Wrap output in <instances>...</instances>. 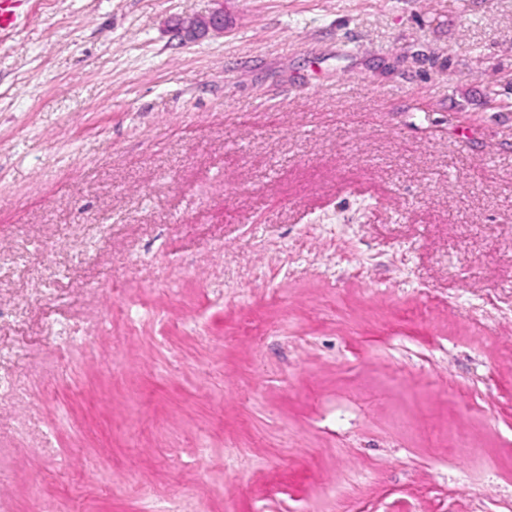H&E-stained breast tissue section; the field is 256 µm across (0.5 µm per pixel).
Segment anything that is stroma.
Listing matches in <instances>:
<instances>
[{"mask_svg": "<svg viewBox=\"0 0 512 512\" xmlns=\"http://www.w3.org/2000/svg\"><path fill=\"white\" fill-rule=\"evenodd\" d=\"M0 305L7 512H512V0H23ZM209 29L224 31V14L213 13L209 17H188L176 27V36L183 42H193Z\"/></svg>", "mask_w": 512, "mask_h": 512, "instance_id": "stroma-1", "label": "stroma"}]
</instances>
